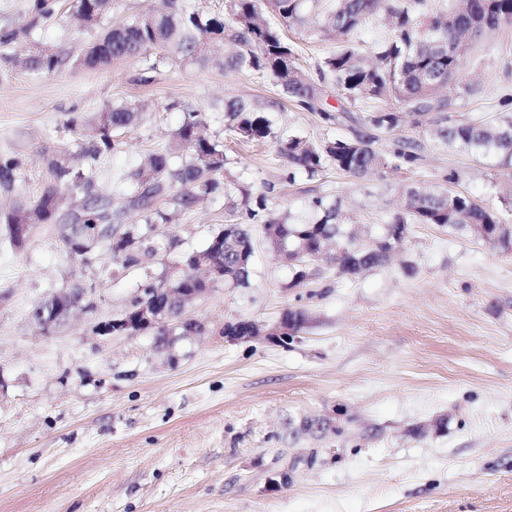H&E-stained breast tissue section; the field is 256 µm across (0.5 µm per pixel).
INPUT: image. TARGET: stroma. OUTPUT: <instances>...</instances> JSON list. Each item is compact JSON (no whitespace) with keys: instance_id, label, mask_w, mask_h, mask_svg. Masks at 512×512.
<instances>
[{"instance_id":"35a3bbf8","label":"stroma","mask_w":512,"mask_h":512,"mask_svg":"<svg viewBox=\"0 0 512 512\" xmlns=\"http://www.w3.org/2000/svg\"><path fill=\"white\" fill-rule=\"evenodd\" d=\"M157 3L112 0L79 30L73 0H60L36 38L77 53ZM472 81L476 93H463ZM457 83L456 117L496 120L502 91H512V24L480 39ZM230 97L260 104L284 138L357 130L297 109L265 78L191 62L161 66L148 83L135 59L99 70L69 63L51 75L0 65V155L20 161L0 211L40 194L48 156L75 145L71 113L121 103L138 106V117L96 167V188L116 210L123 179L145 154L169 149L187 108L223 140L226 175L279 214L337 198L374 234L403 187L450 174L454 190L512 210V174L432 139L414 170L356 179L329 168L285 183L276 142L246 144L226 129ZM157 206L171 221L159 227L156 256L114 274L103 269L107 244L82 265L54 226H35L21 251L0 226V512H512V249L416 224L391 263L350 276L322 259L295 286L256 224L249 287L190 302L184 313L203 332L159 352L151 334L100 327L229 215L220 199ZM77 285L92 289L93 310L38 332L33 306ZM287 310L306 318L291 344L224 338L225 323L269 330Z\"/></svg>"}]
</instances>
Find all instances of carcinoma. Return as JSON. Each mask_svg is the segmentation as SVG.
I'll return each mask as SVG.
<instances>
[{"label": "carcinoma", "instance_id": "obj_1", "mask_svg": "<svg viewBox=\"0 0 512 512\" xmlns=\"http://www.w3.org/2000/svg\"><path fill=\"white\" fill-rule=\"evenodd\" d=\"M321 0H271L278 22L268 21L259 0H224V15L203 12L189 0H163L159 9H147L127 22L106 30L94 42L73 56L32 40L33 32L54 15L53 0H31L26 21L0 34V45L28 44L25 67L38 74H52L74 62L89 69L105 68L136 58L143 67L142 81L152 79L160 64L193 62L200 66L215 63L226 73L260 74L269 78L278 93L304 112H317L326 124H338L349 118L342 107L331 110L325 102L327 82L346 102L373 101L384 107L366 113L362 123L375 131L397 128V114L413 116V126L429 133L449 150L472 154L495 162L501 168L512 167V93L499 99L500 116L492 123L475 122L450 115L452 99L445 91L459 72L465 54L461 45L472 48L480 39L470 31V21L484 22V33L512 22V0H452L441 9L432 0H332L320 8ZM110 8V0H74L72 21L77 27L97 22ZM381 17L389 28L388 38L364 47L365 25ZM316 25L315 31L333 33L341 45L325 57L312 75L298 62L285 29L297 25ZM160 49L159 56L154 50ZM226 127L245 142L278 139L267 113L242 98L224 100ZM137 108L120 104L107 106L87 120L79 113L68 119L69 130L80 136L83 164L72 163L71 154L54 151L48 159L50 179L33 201L18 203L0 212L10 243L17 249L23 244L15 235L17 224L60 223V205L75 199L76 223L80 233L61 235L67 256L83 264L96 259L89 247L103 224L113 225L114 243L109 245L108 262L116 269L138 267L146 257L157 253L156 224L167 217L155 206L163 196L188 209L204 198L224 193L233 204L234 219L214 233L201 249L183 252L177 262L184 266L180 275L165 272L159 278L148 277L141 292L131 301L134 308L155 297L159 288H203L196 278V255L217 251L224 254V287L249 285L254 246L248 225L260 223L274 251L280 246L298 249L307 255L329 253L343 274L382 266L407 240L413 224H432L458 235L474 236L505 248L512 244V224L503 222L499 212L476 203L469 196L435 184L413 183L401 192L397 210L382 232L360 242L353 224L342 217V202L316 197L302 215H261L265 200L251 206L242 194L235 204V192L241 190L236 179L220 180L224 171V141L209 134L200 111L185 112L176 129L173 143L189 152V160L172 165L173 156L151 152L141 158L131 176L125 195L127 206L143 214L144 223L127 224L124 212L112 210V202L95 189V168L105 152L118 151L120 142L114 132L135 123ZM378 137L357 134L316 143L301 134L288 136L280 143L279 153L286 158L284 180L294 183L298 176L310 179L326 168L353 177L385 176L388 172L413 170L424 161L421 140L408 137L386 151L377 146ZM19 161L0 156V187L14 182Z\"/></svg>", "mask_w": 512, "mask_h": 512}]
</instances>
